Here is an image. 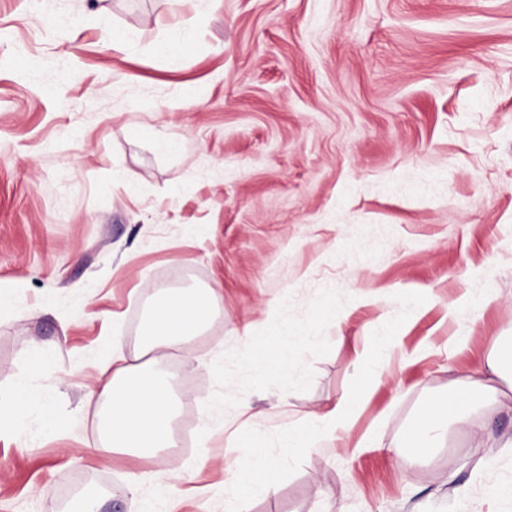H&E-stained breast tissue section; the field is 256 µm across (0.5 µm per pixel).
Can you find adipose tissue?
<instances>
[{"label":"adipose tissue","instance_id":"1","mask_svg":"<svg viewBox=\"0 0 512 512\" xmlns=\"http://www.w3.org/2000/svg\"><path fill=\"white\" fill-rule=\"evenodd\" d=\"M214 288H163L156 292L150 308L143 352L128 358L112 349L101 364L88 397L105 406L103 445L139 456H154L174 444V398L160 381V359L186 352L191 336L208 323L218 302ZM492 400L512 410V348L496 351L485 365L468 375L449 401L447 418L424 415L413 432L408 453L424 457L447 435L448 424L474 429L471 410L480 402ZM358 405L345 397L335 400L326 410L308 414L299 424L280 432L283 447H307L308 435L330 436L349 430L358 415ZM277 461L262 459L256 470L238 468L224 484V512H234L242 491L251 484L272 493Z\"/></svg>","mask_w":512,"mask_h":512}]
</instances>
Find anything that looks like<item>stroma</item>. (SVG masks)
<instances>
[{
  "mask_svg": "<svg viewBox=\"0 0 512 512\" xmlns=\"http://www.w3.org/2000/svg\"><path fill=\"white\" fill-rule=\"evenodd\" d=\"M188 23L170 65L154 48ZM1 279L22 288L0 314V402L23 383L51 414L0 423V512L89 494L224 512L228 467L262 457L282 461L277 490L240 512H512L493 494L511 410L480 408L483 438L452 433L427 461L397 454L512 343V0H0ZM157 285L220 300L161 361L184 477L134 495L130 473L165 465L100 450L87 395L106 347L141 351ZM284 327L287 373L253 367V339L276 349ZM341 396L360 404L350 433L282 447ZM242 402L253 448L230 437Z\"/></svg>",
  "mask_w": 512,
  "mask_h": 512,
  "instance_id": "35a3bbf8",
  "label": "stroma"
}]
</instances>
